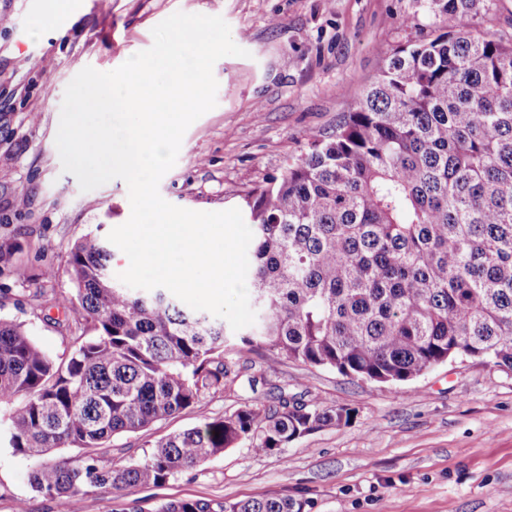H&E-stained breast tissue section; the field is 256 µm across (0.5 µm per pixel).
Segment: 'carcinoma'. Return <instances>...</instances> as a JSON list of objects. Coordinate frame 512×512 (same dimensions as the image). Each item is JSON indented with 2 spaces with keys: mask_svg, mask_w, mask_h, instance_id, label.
I'll return each mask as SVG.
<instances>
[{
  "mask_svg": "<svg viewBox=\"0 0 512 512\" xmlns=\"http://www.w3.org/2000/svg\"><path fill=\"white\" fill-rule=\"evenodd\" d=\"M485 0H425L441 25L399 47L329 133L246 198L253 325L184 309L165 288L112 279L98 238L71 252L70 349L45 352L0 316L8 449L33 462V493L71 512L86 497L159 487L249 440L272 453L353 411L284 392L170 434L140 459L107 442L257 391L252 352L366 381L413 380L453 358L512 372V39L476 28ZM154 512H304L287 496L182 499Z\"/></svg>",
  "mask_w": 512,
  "mask_h": 512,
  "instance_id": "1",
  "label": "carcinoma"
}]
</instances>
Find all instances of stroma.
Segmentation results:
<instances>
[{"instance_id": "obj_1", "label": "stroma", "mask_w": 512, "mask_h": 512, "mask_svg": "<svg viewBox=\"0 0 512 512\" xmlns=\"http://www.w3.org/2000/svg\"><path fill=\"white\" fill-rule=\"evenodd\" d=\"M64 2L0 0V315L25 323L55 356L72 334L71 316L53 301L73 291V246L107 238L131 214L123 180L84 192L62 169L55 138L77 73L114 70L149 49L153 28L175 12L221 16L248 55L215 63L217 105L187 129L159 192L189 210L241 209L303 152L309 132L330 131L350 112L344 88L375 80L399 46L435 30L423 0ZM36 291L48 305L36 307ZM236 358L267 384L207 394L201 407L147 432L113 437V458L144 457L159 437L281 391L353 409L352 422L274 453L242 442L136 491L144 512L174 499L271 495L302 501L304 512H512V374L456 358L408 382L373 383L246 350ZM31 467L24 455L0 452V512L21 500L29 512H56L32 492Z\"/></svg>"}]
</instances>
